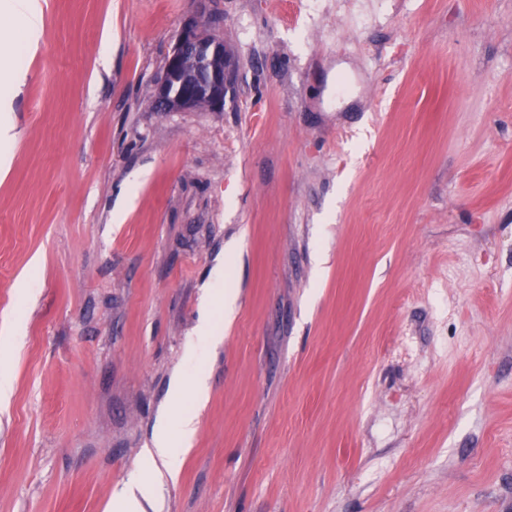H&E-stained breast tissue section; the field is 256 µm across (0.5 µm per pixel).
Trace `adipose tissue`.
<instances>
[{"mask_svg":"<svg viewBox=\"0 0 512 512\" xmlns=\"http://www.w3.org/2000/svg\"><path fill=\"white\" fill-rule=\"evenodd\" d=\"M10 26L0 30V44H9L16 39H36L43 25V11L40 0H9ZM175 433L158 431L152 448L144 452V464L140 471L112 496V512H147L155 484L151 475L159 468L176 473L181 459L179 447L190 446L197 430V414L193 411L181 413L175 420Z\"/></svg>","mask_w":512,"mask_h":512,"instance_id":"ef3b65f1","label":"adipose tissue"}]
</instances>
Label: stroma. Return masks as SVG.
Instances as JSON below:
<instances>
[{"label":"stroma","instance_id":"obj_1","mask_svg":"<svg viewBox=\"0 0 512 512\" xmlns=\"http://www.w3.org/2000/svg\"><path fill=\"white\" fill-rule=\"evenodd\" d=\"M41 5L0 176V512H107L191 408L149 512H512V0ZM193 17L224 109L157 111ZM199 372L200 407L171 389ZM180 447L190 446L197 430V413L195 410L181 413L175 420Z\"/></svg>","mask_w":512,"mask_h":512}]
</instances>
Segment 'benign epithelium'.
<instances>
[{
  "mask_svg": "<svg viewBox=\"0 0 512 512\" xmlns=\"http://www.w3.org/2000/svg\"><path fill=\"white\" fill-rule=\"evenodd\" d=\"M193 54L197 67L184 70L185 57ZM233 64L224 50V40L195 19L185 24L165 57L155 85V106L161 112H187L204 98L214 112L224 110V94Z\"/></svg>",
  "mask_w": 512,
  "mask_h": 512,
  "instance_id": "1",
  "label": "benign epithelium"
}]
</instances>
